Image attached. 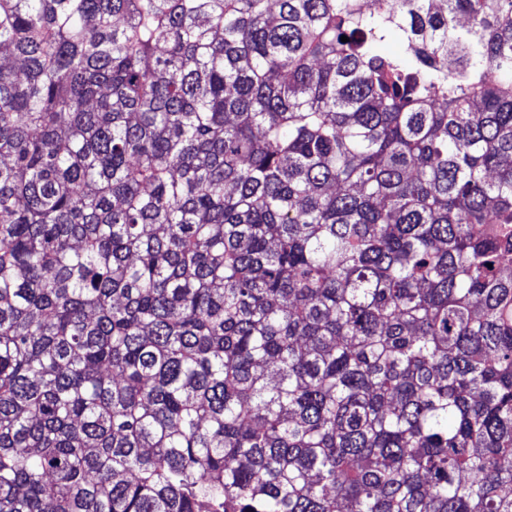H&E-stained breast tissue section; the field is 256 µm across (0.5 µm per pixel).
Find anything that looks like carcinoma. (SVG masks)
I'll use <instances>...</instances> for the list:
<instances>
[{
  "mask_svg": "<svg viewBox=\"0 0 512 512\" xmlns=\"http://www.w3.org/2000/svg\"><path fill=\"white\" fill-rule=\"evenodd\" d=\"M1 52L0 512H512V0H0Z\"/></svg>",
  "mask_w": 512,
  "mask_h": 512,
  "instance_id": "1",
  "label": "carcinoma"
}]
</instances>
